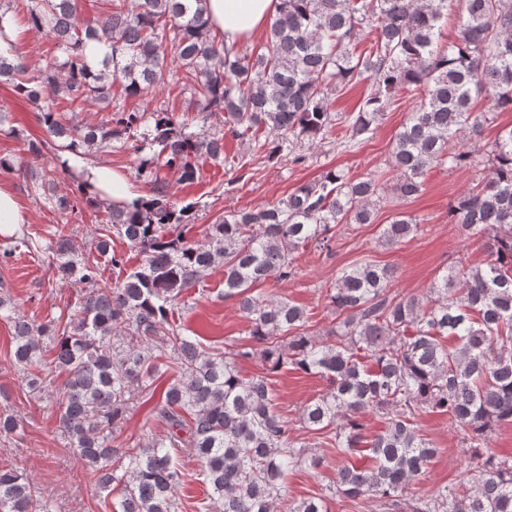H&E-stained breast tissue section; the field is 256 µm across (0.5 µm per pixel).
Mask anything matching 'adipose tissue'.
Here are the masks:
<instances>
[{
    "label": "adipose tissue",
    "instance_id": "ef3b65f1",
    "mask_svg": "<svg viewBox=\"0 0 512 512\" xmlns=\"http://www.w3.org/2000/svg\"><path fill=\"white\" fill-rule=\"evenodd\" d=\"M278 0H207V17L224 35L226 46L239 48L263 30Z\"/></svg>",
    "mask_w": 512,
    "mask_h": 512
}]
</instances>
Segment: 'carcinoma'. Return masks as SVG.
Returning a JSON list of instances; mask_svg holds the SVG:
<instances>
[{"instance_id": "1", "label": "carcinoma", "mask_w": 512, "mask_h": 512, "mask_svg": "<svg viewBox=\"0 0 512 512\" xmlns=\"http://www.w3.org/2000/svg\"><path fill=\"white\" fill-rule=\"evenodd\" d=\"M0 0V80L37 103L51 140L29 143L39 160L53 151L75 157L106 151L115 141L141 138L140 176L154 194L128 204L104 203L79 181L73 195L51 197L62 213L106 209L108 223L141 256L122 278L103 277L71 239L60 237L53 262L60 278L85 285L79 301L56 318L36 322L0 297L12 328V357L26 386L41 392L65 377L56 398L59 427L100 494L123 485L119 512H178L183 472L173 448L195 450L209 512H274L284 498L288 471L306 462L290 441L289 424L273 403L264 376L242 377L240 347L220 352L183 335L175 310L186 290L224 266V298L237 301L249 338L262 346L270 373L284 367L319 376L327 391L306 403V428L333 434L344 461L334 493L354 501L377 498L381 512H512V456L489 447L492 428L512 423V127L489 150L488 175L452 206L468 234L493 233L492 259L457 266L437 276L424 299L389 293L395 271L371 260L343 269L327 289L336 325L319 340L306 330L304 308L285 297L264 298L253 288L270 277L295 274L293 253L330 247L340 224H371L380 188L373 177L352 178L330 168L288 197L252 210L228 211L211 224L204 242L170 228L194 222L195 204L178 205L160 182L163 169L192 183L198 160H224V137L254 142L255 153L302 164L333 127L339 145L373 137L376 125L403 90L419 98L391 145L400 174L398 195L412 199L428 170L471 163L466 131L476 134L487 114L475 112L473 94L491 112H512V0H462L455 41L441 43L440 21L451 0H280L266 41L251 55L216 40L205 17L206 0H116L102 17L84 19L78 0H23L27 25L45 32L65 55L51 58L38 76H26L17 46L5 35L16 21ZM369 50H352L363 32ZM171 77L192 92L200 113H224L225 131H186L165 104L147 110L120 106L105 124L74 133L64 108L92 99L112 106V86L144 97ZM362 81L371 92L351 115L331 108V94ZM265 133L260 139L258 132ZM417 229L398 212L381 238L393 246ZM111 234L96 251L115 269L126 260L112 252ZM53 358L45 360L44 338ZM175 378L155 407L165 435L118 453L115 432L135 397L155 390L167 371ZM448 416L464 432L472 486L462 482L419 497L409 489L437 454L420 434L417 409ZM387 416L386 429L365 439L366 415ZM371 464L358 467L354 457ZM0 512H52L25 471L0 470ZM288 512H327L323 499L288 504Z\"/></svg>"}]
</instances>
